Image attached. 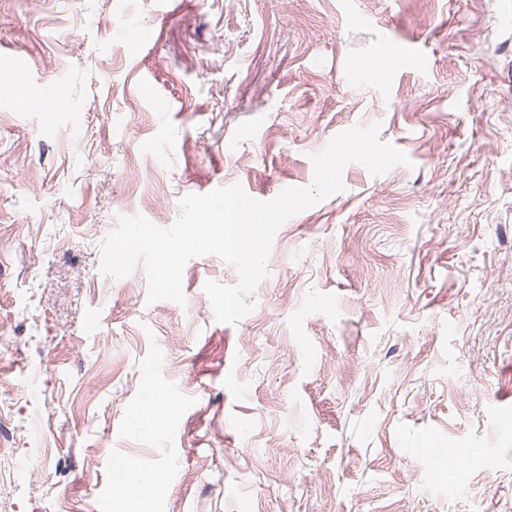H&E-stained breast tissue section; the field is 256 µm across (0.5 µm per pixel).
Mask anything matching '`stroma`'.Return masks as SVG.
I'll return each mask as SVG.
<instances>
[{
  "label": "stroma",
  "mask_w": 512,
  "mask_h": 512,
  "mask_svg": "<svg viewBox=\"0 0 512 512\" xmlns=\"http://www.w3.org/2000/svg\"><path fill=\"white\" fill-rule=\"evenodd\" d=\"M18 63L67 98L0 79V512H111L126 457L175 472L148 512H512V0H0ZM375 121L410 165L286 220L237 324L217 256L182 305L102 273L118 217L307 186ZM66 87L60 80L49 83L42 93L40 107L43 112L52 115L57 111L63 98L65 97ZM175 412V404L156 390L150 391L140 408L137 428L155 433L167 425Z\"/></svg>",
  "instance_id": "35a3bbf8"
}]
</instances>
